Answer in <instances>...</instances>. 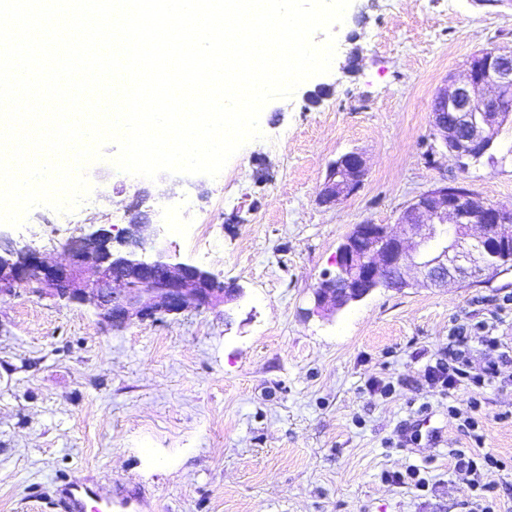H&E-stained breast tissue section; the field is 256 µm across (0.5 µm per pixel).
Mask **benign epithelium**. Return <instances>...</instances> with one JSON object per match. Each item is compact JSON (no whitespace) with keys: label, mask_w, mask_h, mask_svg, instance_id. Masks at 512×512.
Here are the masks:
<instances>
[{"label":"benign epithelium","mask_w":512,"mask_h":512,"mask_svg":"<svg viewBox=\"0 0 512 512\" xmlns=\"http://www.w3.org/2000/svg\"><path fill=\"white\" fill-rule=\"evenodd\" d=\"M511 119L512 54L486 50L469 61L466 81L437 94L434 141L464 164L488 151L496 131ZM366 175L359 153L341 155L329 166L322 201L355 194ZM398 223L407 233L369 220L354 225L337 249L336 272L313 287L316 308L337 312L378 288H408L413 270L434 285L479 281L512 249L511 207L467 204L446 184L415 196ZM63 248L68 262L52 264L39 248L0 236V297L35 284L54 299L92 306L118 329L198 311L242 293L210 271L169 261L156 225L141 216L119 239L101 228L71 238Z\"/></svg>","instance_id":"1"}]
</instances>
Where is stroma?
I'll return each mask as SVG.
<instances>
[{"instance_id":"1","label":"stroma","mask_w":512,"mask_h":512,"mask_svg":"<svg viewBox=\"0 0 512 512\" xmlns=\"http://www.w3.org/2000/svg\"><path fill=\"white\" fill-rule=\"evenodd\" d=\"M334 31L330 72L270 101L262 138L221 176L133 177L113 169L112 144L88 167L96 204L73 232L116 211L132 221L140 205L172 262L242 294L121 329L28 286L0 297V512H48L62 473L94 476L106 495L140 490L128 512H461L475 496L450 468L472 441L424 370L452 326L490 319L512 271L473 287L380 288L335 313L315 309L312 288L354 224H396L441 183L512 206V121L492 164L460 168L431 138L438 90L480 51H512V0H352ZM351 151L363 186L323 204L330 163ZM58 221L37 207L0 233L62 263ZM375 380L393 394L371 392ZM423 405L442 442L404 444ZM480 433L505 463L482 480L512 512L511 388L484 390ZM414 467L423 488L386 479Z\"/></svg>"}]
</instances>
